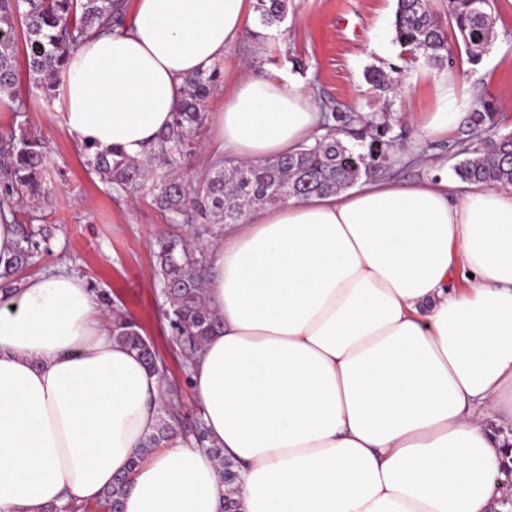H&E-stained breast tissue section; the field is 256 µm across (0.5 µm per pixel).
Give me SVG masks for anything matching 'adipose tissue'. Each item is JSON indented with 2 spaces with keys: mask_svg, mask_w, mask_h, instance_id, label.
<instances>
[{
  "mask_svg": "<svg viewBox=\"0 0 512 512\" xmlns=\"http://www.w3.org/2000/svg\"><path fill=\"white\" fill-rule=\"evenodd\" d=\"M256 0H135L121 33L79 44L63 118L80 143L148 155L186 77L224 58ZM321 121L308 89L236 69L213 118L235 162L295 152ZM220 319L190 366L204 447L129 461L163 385L114 341L100 296L58 272L0 295V512L96 501L221 512H492L512 426V190L447 177L255 210L207 246ZM469 274L465 291L449 290ZM208 452L214 457L215 461L219 465V474L222 479L223 484L226 488V497L224 500L227 502L226 507L223 512H237L239 511V500L237 499V495L239 492L237 485V474L235 472V465L227 460H224V454L221 448H209ZM228 474L229 481L225 484V474ZM127 476H122L113 483L112 487L104 492L103 496L100 498L99 505L98 502H89L86 505H78L76 503H68L64 505H49L44 510L45 512H63L62 510H68L65 512H101V508L106 509L108 512H114L113 509L122 508L123 498L126 493V489L128 486ZM100 506V507H99Z\"/></svg>",
  "mask_w": 512,
  "mask_h": 512,
  "instance_id": "ef3b65f1",
  "label": "adipose tissue"
}]
</instances>
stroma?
<instances>
[{
	"instance_id": "stroma-1",
	"label": "stroma",
	"mask_w": 512,
	"mask_h": 512,
	"mask_svg": "<svg viewBox=\"0 0 512 512\" xmlns=\"http://www.w3.org/2000/svg\"><path fill=\"white\" fill-rule=\"evenodd\" d=\"M288 15L280 27L259 20L246 24L228 51L230 59L248 62L258 75L284 85L312 89L323 100L346 112L388 120L391 133L404 149L386 177L412 182L452 171V148L466 141V120H459L442 139L421 136L417 119L435 104L434 86L448 85V101L469 112L484 97L495 112L500 132L512 131V0H494L491 11L495 38L478 65L461 63L437 73L404 62L394 41L395 0H288ZM380 69L393 78L386 90H376L367 73ZM224 101L216 88L205 104L208 116L195 136L196 152L189 176L204 171L212 159L211 114ZM23 128L44 143L49 156L47 198L30 202L21 220L55 228L49 251L19 273L18 282L63 269L82 277L97 293L108 295L142 328L165 363L164 398L182 417L184 432L202 420L188 367L163 315L165 298L154 276L161 239L177 235L209 239L205 224H174L153 203L147 191L125 193L112 188L87 164L82 144L68 132L60 97L45 94L21 78L15 101H0V134ZM431 155L434 165L420 163Z\"/></svg>"
}]
</instances>
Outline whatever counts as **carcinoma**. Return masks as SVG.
Masks as SVG:
<instances>
[{
    "instance_id": "1",
    "label": "carcinoma",
    "mask_w": 512,
    "mask_h": 512,
    "mask_svg": "<svg viewBox=\"0 0 512 512\" xmlns=\"http://www.w3.org/2000/svg\"><path fill=\"white\" fill-rule=\"evenodd\" d=\"M493 0H448L447 14L434 13L426 0H396L395 41L405 58L421 60L439 71L454 67L448 29L454 28L468 45V63L475 66L494 38L488 8ZM260 22L267 27L284 21L288 0H257ZM122 0H0V95L16 94L18 41L24 42L28 78L48 91L56 90L70 50L98 32L123 26ZM216 71L192 75L185 80L184 94L171 125L158 133L147 160H131L118 149L88 150L87 163L103 179L127 191L145 181L152 182L158 209L176 224H236L253 207L280 205L291 198L340 191L354 182L374 176L397 161L396 138L390 127L369 115L357 116L339 108L323 110V133L290 155L260 163L212 165L205 176L191 181L176 171L194 154L193 136L205 119L204 104L212 94ZM469 129L475 143L461 150L467 158L454 166L465 183L512 186V132L497 130L494 113L479 103L472 108ZM48 153L41 140L22 131L0 139V217L11 215L19 225L12 253L0 256V279H8L31 266L48 241L45 229L19 223L20 201H35L45 194ZM206 247L178 237L164 241L157 253L156 276L166 299L165 315L177 336L183 359L191 365L196 353L219 328V319L206 299ZM103 302L112 314V336L136 352L146 367L156 372L162 362L140 326L111 299ZM175 412L160 406L158 422L136 454L142 455L166 443L175 434ZM208 452L219 465L225 484L226 510L238 512L235 465L224 459L220 448ZM128 486L122 476L104 492L99 506L107 512L122 507Z\"/></svg>"
}]
</instances>
